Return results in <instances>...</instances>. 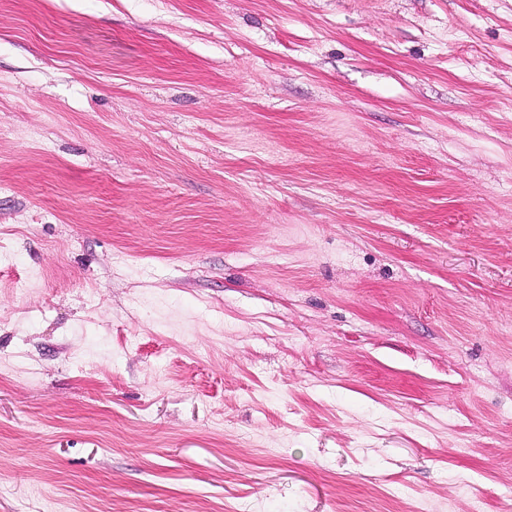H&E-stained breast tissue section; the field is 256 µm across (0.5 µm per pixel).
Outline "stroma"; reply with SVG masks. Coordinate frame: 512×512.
<instances>
[{
    "mask_svg": "<svg viewBox=\"0 0 512 512\" xmlns=\"http://www.w3.org/2000/svg\"><path fill=\"white\" fill-rule=\"evenodd\" d=\"M512 512V0H0V512Z\"/></svg>",
    "mask_w": 512,
    "mask_h": 512,
    "instance_id": "1",
    "label": "stroma"
}]
</instances>
